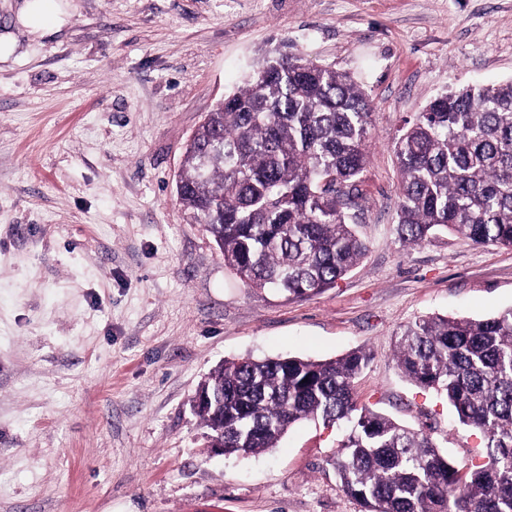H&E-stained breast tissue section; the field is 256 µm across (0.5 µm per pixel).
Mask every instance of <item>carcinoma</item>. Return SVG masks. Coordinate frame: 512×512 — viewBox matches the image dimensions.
<instances>
[{
    "label": "carcinoma",
    "mask_w": 512,
    "mask_h": 512,
    "mask_svg": "<svg viewBox=\"0 0 512 512\" xmlns=\"http://www.w3.org/2000/svg\"><path fill=\"white\" fill-rule=\"evenodd\" d=\"M373 112L345 72L302 53L269 57L208 112L176 181L186 219L213 237L248 288L306 298L356 268ZM398 241L453 232L512 247V81L450 89L394 140ZM401 374L447 398L486 453L463 476L430 435L358 404L363 349L335 359L241 358L201 384L198 416L224 453L276 446L294 424L344 429L329 460L363 512H512V307L423 316L394 332ZM308 382H303V379Z\"/></svg>",
    "instance_id": "carcinoma-1"
}]
</instances>
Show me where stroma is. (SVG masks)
I'll use <instances>...</instances> for the list:
<instances>
[{
    "label": "stroma",
    "mask_w": 512,
    "mask_h": 512,
    "mask_svg": "<svg viewBox=\"0 0 512 512\" xmlns=\"http://www.w3.org/2000/svg\"><path fill=\"white\" fill-rule=\"evenodd\" d=\"M69 2L0 62V512H361L328 464L337 428L303 422L247 458L209 448L198 386L249 355L366 349L360 405L468 472L480 434L402 377L392 335L512 306V248L400 245L391 143L438 94L512 80V0ZM279 50L349 73L375 125L367 251L293 300L244 286L176 197L194 130Z\"/></svg>",
    "instance_id": "stroma-1"
}]
</instances>
